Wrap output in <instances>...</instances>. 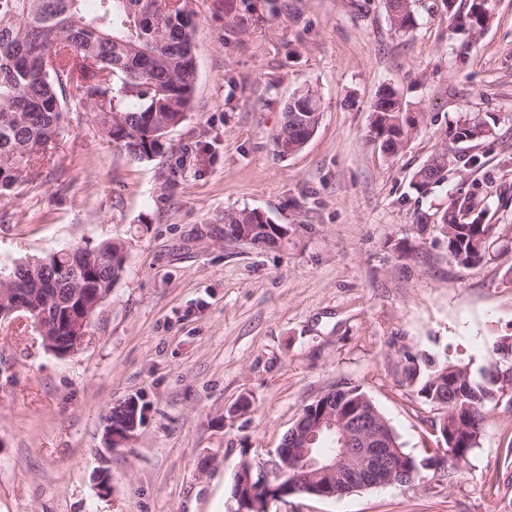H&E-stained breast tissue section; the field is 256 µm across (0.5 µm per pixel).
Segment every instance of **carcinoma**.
<instances>
[{
  "mask_svg": "<svg viewBox=\"0 0 512 512\" xmlns=\"http://www.w3.org/2000/svg\"><path fill=\"white\" fill-rule=\"evenodd\" d=\"M392 25L409 32L415 28L413 0H386ZM194 12L189 0H0V196L8 194L33 173L54 148L64 123L66 88L74 87L80 101L93 112L94 120L116 152L134 162L148 161L163 153L159 130L180 124L191 111L196 83L193 54ZM488 21L482 5L474 2L464 18L471 36L480 34ZM53 67L45 66L46 56ZM319 107L306 91L290 99L279 128L272 134L273 153L287 156L288 143L309 132L296 131L292 115L316 122ZM377 134L368 141L388 154L398 153L417 130L419 117L404 111L398 94L389 89L375 100ZM494 118L474 117L450 128L451 144H468L484 138ZM456 153L441 148L414 175L411 185L419 194L444 179L455 166ZM470 199L456 200L436 221L441 225L448 253L462 266L486 257L485 239L496 234L497 225L485 222L478 212L466 223L458 220L471 211ZM257 224L252 236L257 248H275L284 238L281 225L273 224L255 209L224 213V237L241 232V225ZM122 242H104L92 253L112 254V263L82 261L81 247L61 249L49 262L14 274L16 288H42L63 299L79 278L87 288H112L124 271ZM75 257H70V254ZM494 374L470 364L428 362L418 390L425 403L442 410L436 424L440 436L454 441L453 453L427 460L457 473L469 463L477 447L484 410L498 403L502 393ZM322 403L351 413L375 408L359 388L328 392Z\"/></svg>",
  "mask_w": 512,
  "mask_h": 512,
  "instance_id": "1",
  "label": "carcinoma"
}]
</instances>
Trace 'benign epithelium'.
Instances as JSON below:
<instances>
[{"instance_id": "7a95c632", "label": "benign epithelium", "mask_w": 512, "mask_h": 512, "mask_svg": "<svg viewBox=\"0 0 512 512\" xmlns=\"http://www.w3.org/2000/svg\"><path fill=\"white\" fill-rule=\"evenodd\" d=\"M109 293L98 288L77 292L79 302L58 321L48 317L45 295L26 288L0 289V321L21 313L33 322L46 349L65 356L81 345L92 316ZM119 422L107 421L105 439L116 446L128 439L140 424L139 404L128 400L112 408ZM325 433H334L338 448L331 456L314 453V444ZM308 473L307 484L284 482L292 459ZM239 485L235 490L237 509L233 512H259L260 503L284 500L305 492L323 498L342 497L368 488L381 487L395 478L414 481L421 468L396 448L389 447L386 429L366 418H352L332 408L302 416V423L268 458L244 457L236 468Z\"/></svg>"}]
</instances>
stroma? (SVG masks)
<instances>
[{
  "instance_id": "stroma-1",
  "label": "stroma",
  "mask_w": 512,
  "mask_h": 512,
  "mask_svg": "<svg viewBox=\"0 0 512 512\" xmlns=\"http://www.w3.org/2000/svg\"><path fill=\"white\" fill-rule=\"evenodd\" d=\"M472 0H415L410 33L385 0H192L194 108L162 154L112 149L68 89L51 161L0 199V265L106 240L129 245L123 277L77 351L45 349L34 325L0 323V512H230L243 456L277 448L304 406L359 387L418 460L441 446L439 412L404 375L407 356L498 363L512 336V0L468 39L449 12ZM394 88L423 123L396 155L367 141L371 105ZM311 90L320 123L286 159L270 136L288 99ZM493 115L443 182L414 173L449 126ZM473 198L499 230L462 267L435 224ZM282 225L275 249L224 239V214ZM144 423L104 440L113 405ZM512 404L488 406L479 443L452 479L301 495L268 512H512Z\"/></svg>"
}]
</instances>
